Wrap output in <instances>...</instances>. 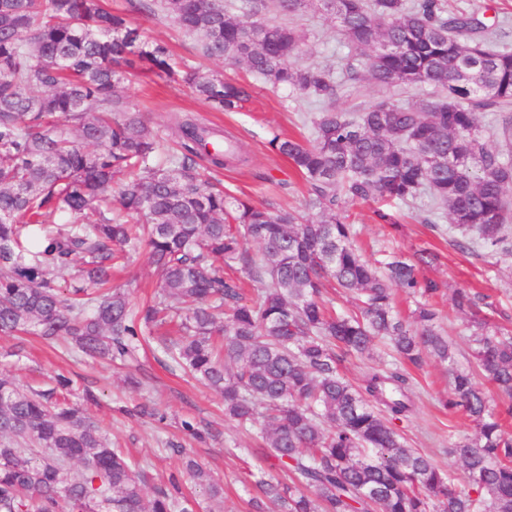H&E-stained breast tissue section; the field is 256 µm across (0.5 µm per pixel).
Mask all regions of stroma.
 <instances>
[{"mask_svg":"<svg viewBox=\"0 0 512 512\" xmlns=\"http://www.w3.org/2000/svg\"><path fill=\"white\" fill-rule=\"evenodd\" d=\"M104 7L126 14L147 39L167 43L178 68H192L231 77L245 83L250 100L237 112H214L184 82L146 71H128L119 87L133 107L142 113L159 135H168L174 115H189L216 124L237 141L241 162L216 171L230 196L257 205L303 209L309 185L288 159L272 152L268 141L278 133L296 140H308L309 117L315 112L312 99L290 89H275L241 66L204 56L197 41L180 30L163 13H142L130 0H102ZM449 9L474 13L485 23L500 24L503 45L512 48V0H448ZM277 22L295 28L302 35L305 62L340 67L348 49L334 23L325 20L316 8L297 15H277ZM387 98L420 103L427 94L421 90L386 89L371 82L355 84L340 101L346 110H362ZM432 204L428 198L395 204L398 221L375 223L368 203L347 205L344 215L355 224L357 243L365 258L376 262L397 253L413 256L426 250L433 261L420 274L439 283L442 292L433 298L441 326L454 344L458 367L469 365L471 327L467 317L452 302L457 288L489 295L493 304L488 317L493 323L512 319V255L478 247L468 250L456 245L459 231L448 220L431 223ZM161 280V272L148 259L146 250L130 254L123 268L114 272L112 284L123 289L132 305L150 298ZM418 396L417 410L398 429L409 445L430 457L444 470L458 466L448 450L461 437L475 433L471 423L448 411V366L430 358L418 368L407 367ZM62 373L71 377L79 391H90L94 399L87 413L113 445L128 451L145 475L146 489L183 468L191 458L223 484L222 497H210L191 480H184L185 493L194 497L198 512H250L249 501L257 494L252 475L264 462L256 451L252 435L224 414V400L180 369L171 366L159 349L141 351L137 360L125 365H103L75 354L67 343L50 347L35 336L15 338L0 335V377L23 387L39 388L49 377ZM149 404L157 416L134 414L135 406ZM191 420L209 430L206 442L190 438L181 428ZM183 445V455L168 451V442Z\"/></svg>","mask_w":512,"mask_h":512,"instance_id":"1","label":"stroma"}]
</instances>
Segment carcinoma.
<instances>
[{"mask_svg":"<svg viewBox=\"0 0 512 512\" xmlns=\"http://www.w3.org/2000/svg\"><path fill=\"white\" fill-rule=\"evenodd\" d=\"M309 0H248L242 14L224 0H136L160 9L203 54L242 64L274 88L313 98L312 141L278 134L268 145L310 186L307 208L256 205L202 178L236 155L224 130L177 117L178 148L130 111L119 69L139 63L172 76L168 45L142 38L99 0H0V335L33 333L67 341L111 363L151 338L176 367L224 397L240 427L260 423L268 470L255 478L254 512H512V336L481 316L485 297L459 289L471 316L470 357L499 392L491 399L473 374L454 368V351L427 299L437 282L419 276L422 250L376 267L354 244L344 205L377 203L379 224L397 223L390 202L423 196L485 248L512 254V157L483 140L477 111L512 105V51L492 48L497 28L448 0H317L350 48L343 80L329 66L301 64L302 38L267 18L297 14ZM429 86L419 105L383 100L361 112L339 108L345 83ZM211 109L234 112L249 100L235 81L190 71L183 77ZM161 156L149 168L145 161ZM130 181L112 203L108 190ZM98 212L94 224L87 211ZM67 217L54 226L56 215ZM258 245L257 255L246 245ZM148 249L163 277L156 300L134 307L108 287L128 250ZM93 288L64 298L51 273L70 264ZM239 267L260 284L242 300ZM332 281L352 309L323 298ZM418 296L410 320L394 311V289ZM384 341L394 360L448 363V410L466 416L474 439L456 441V477L407 445L395 422L416 394L392 364L355 385L344 357L374 358ZM64 374L44 391L0 379V512H194L172 474L143 493L139 465L102 436ZM185 471L209 495L223 488L189 459Z\"/></svg>","mask_w":512,"mask_h":512,"instance_id":"carcinoma-1","label":"carcinoma"}]
</instances>
